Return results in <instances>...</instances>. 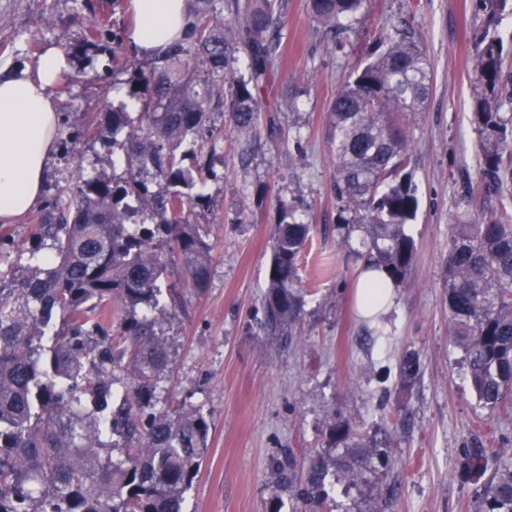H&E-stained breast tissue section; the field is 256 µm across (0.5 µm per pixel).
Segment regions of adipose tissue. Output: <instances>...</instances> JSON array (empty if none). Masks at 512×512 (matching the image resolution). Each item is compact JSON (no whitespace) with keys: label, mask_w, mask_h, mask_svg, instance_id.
Returning <instances> with one entry per match:
<instances>
[{"label":"adipose tissue","mask_w":512,"mask_h":512,"mask_svg":"<svg viewBox=\"0 0 512 512\" xmlns=\"http://www.w3.org/2000/svg\"><path fill=\"white\" fill-rule=\"evenodd\" d=\"M137 18L127 36L143 54L154 55L181 33L188 0H128ZM69 60L47 48L35 71L0 76V222L14 223L36 208L56 152L59 118L51 95Z\"/></svg>","instance_id":"1"}]
</instances>
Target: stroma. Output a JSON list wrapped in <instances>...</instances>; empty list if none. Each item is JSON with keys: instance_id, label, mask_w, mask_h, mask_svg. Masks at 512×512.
Segmentation results:
<instances>
[{"instance_id": "obj_1", "label": "stroma", "mask_w": 512, "mask_h": 512, "mask_svg": "<svg viewBox=\"0 0 512 512\" xmlns=\"http://www.w3.org/2000/svg\"><path fill=\"white\" fill-rule=\"evenodd\" d=\"M308 0H283L275 29L282 59L268 88L279 105L283 135L244 133L228 112L213 116L220 140L204 191L211 225V275L206 288L169 282L184 305L164 324L171 366L160 408L181 402L211 416L208 454L187 496L186 512H299L310 453L327 445L324 422L337 413L377 445L380 454L355 481L329 471L323 495L330 512H477L478 486L467 455L482 451L488 472L512 459V413L489 415L472 394L448 338L443 262L451 226L470 212L480 189L478 135L471 123L474 35L486 20L477 0H367L350 30L333 37L310 14ZM108 19L106 49H81L83 18ZM133 19L126 0H0V75L34 66L45 47L69 57L52 89L63 116L59 152L48 167L43 204L13 224L0 223V279L28 262L45 206L77 175L103 172L121 180V144L87 129V116L119 109L115 84L133 72L113 56L145 62L125 38ZM410 31L432 63V84L412 131V170L419 209L407 230L417 246L412 283L396 290L388 311L392 335L370 337L353 305L357 264L344 260L336 228L341 207L326 139L329 106L350 72L395 28ZM297 206L315 224L300 265L307 291L292 336L259 332L274 225L281 205ZM420 357L422 376L408 391L397 382L405 353ZM292 452L295 477L280 483L275 462Z\"/></svg>"}]
</instances>
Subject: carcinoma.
I'll list each match as a JSON object with an SVG mask.
<instances>
[{
  "label": "carcinoma",
  "mask_w": 512,
  "mask_h": 512,
  "mask_svg": "<svg viewBox=\"0 0 512 512\" xmlns=\"http://www.w3.org/2000/svg\"><path fill=\"white\" fill-rule=\"evenodd\" d=\"M508 0H479L488 14L475 35L472 123L484 175L479 194L503 195L512 176V91L504 73L503 40L491 29ZM365 0H310L313 16L336 32ZM282 0H190L182 37L138 71L129 96L140 112H101L98 132L124 134L133 171L121 182L79 175L68 206H53L37 225L29 265L0 288V512H183L186 494L208 452L211 422L200 406L158 409L160 382L171 357L157 313L168 295V316L181 296L162 291L169 261L200 291L210 276L211 231L197 221L210 208L203 164L183 165L216 140L213 113L224 108V76L239 57L248 74L231 82L230 120L241 131H280L261 92L274 79L281 39L273 28ZM104 18L88 21L77 50L102 48ZM431 62L409 32L397 29L357 68L330 104L327 136L334 158L338 229L366 234L368 269L392 287L412 279L416 244L407 226L418 210L409 171L408 121L424 111ZM165 187L150 189L140 174ZM147 210L153 226L131 229L130 204ZM314 227L281 208L263 296L267 336H290L304 305L301 253ZM50 245L54 253H41ZM450 336L478 404L494 415L512 404V208L466 214L452 227L444 264ZM115 311L117 322L106 318ZM126 372L123 382L116 371ZM414 353L398 365L408 390L419 380ZM328 449L354 444L343 463L357 479L372 444L334 414L326 420ZM118 435L123 443L105 441ZM336 457L310 456L303 506L319 507L316 491ZM480 480V452L467 457ZM485 512H512V463L498 468L480 495Z\"/></svg>",
  "instance_id": "cac0c4a2"
}]
</instances>
